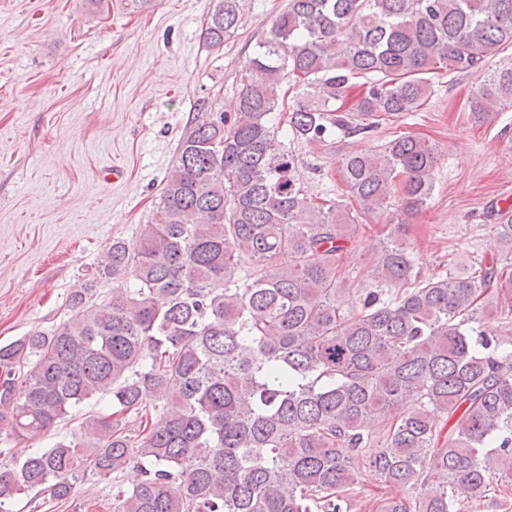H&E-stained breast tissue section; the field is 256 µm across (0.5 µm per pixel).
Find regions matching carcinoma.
I'll list each match as a JSON object with an SVG mask.
<instances>
[{
  "instance_id": "carcinoma-1",
  "label": "carcinoma",
  "mask_w": 512,
  "mask_h": 512,
  "mask_svg": "<svg viewBox=\"0 0 512 512\" xmlns=\"http://www.w3.org/2000/svg\"><path fill=\"white\" fill-rule=\"evenodd\" d=\"M241 2L219 0L210 46L238 29ZM504 46L512 0H288L241 66L234 114L200 107L151 223L112 240L66 321L0 346L16 440L112 398L76 440L0 448V512L21 494L65 503L85 472L112 478V512H349L363 467L410 491L380 512L512 499V352L477 327L512 288V262L420 276L402 236L433 196L426 141L346 155L353 212L309 196L273 121L284 79L288 132L326 143L417 111L434 81L465 73L480 78L469 111L490 123L512 106V66H487ZM366 216L392 230L372 287L348 302L338 259ZM496 220L509 256L512 211ZM108 280L110 300H93ZM129 467L141 480L126 488Z\"/></svg>"
}]
</instances>
